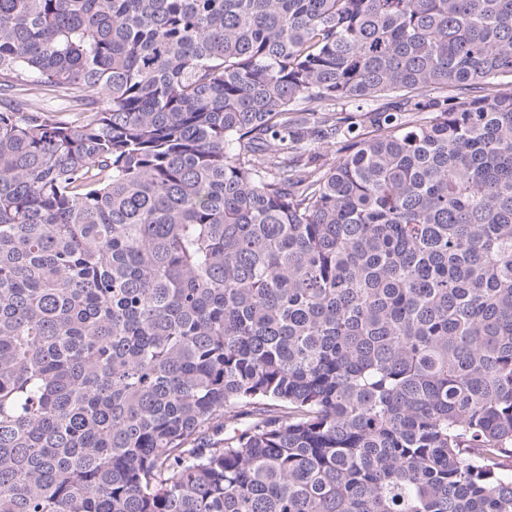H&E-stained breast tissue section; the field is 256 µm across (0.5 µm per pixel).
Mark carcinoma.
Instances as JSON below:
<instances>
[{
	"label": "carcinoma",
	"mask_w": 512,
	"mask_h": 512,
	"mask_svg": "<svg viewBox=\"0 0 512 512\" xmlns=\"http://www.w3.org/2000/svg\"><path fill=\"white\" fill-rule=\"evenodd\" d=\"M25 78L0 512H512V0H0ZM15 93L27 98L28 102L45 116L53 119L81 122L89 113L79 112L69 98L60 96L38 85H28L17 88Z\"/></svg>",
	"instance_id": "cac0c4a2"
}]
</instances>
